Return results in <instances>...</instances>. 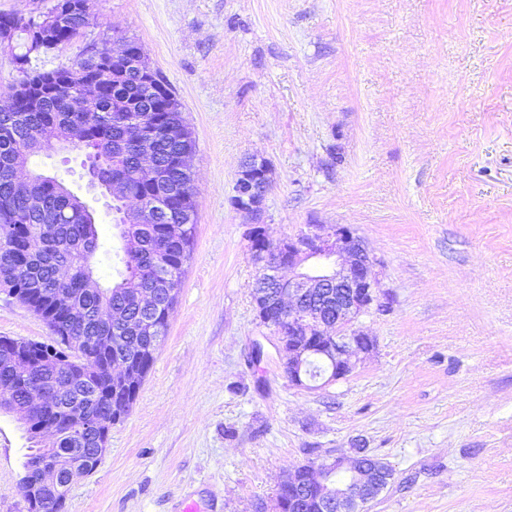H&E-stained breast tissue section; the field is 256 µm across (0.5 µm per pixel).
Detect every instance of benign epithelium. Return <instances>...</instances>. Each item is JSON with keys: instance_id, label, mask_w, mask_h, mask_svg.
Segmentation results:
<instances>
[{"instance_id": "obj_1", "label": "benign epithelium", "mask_w": 512, "mask_h": 512, "mask_svg": "<svg viewBox=\"0 0 512 512\" xmlns=\"http://www.w3.org/2000/svg\"><path fill=\"white\" fill-rule=\"evenodd\" d=\"M89 3L85 0H55L45 10L20 13L25 20H62L74 14L87 15ZM112 65L103 64L96 71V80H104L128 69H134L147 81L157 79L156 69L150 66L140 47L115 39L109 53ZM267 163L254 156L244 160L237 173L233 196L238 210L258 222L271 187ZM122 219L127 224L146 219H159V210L153 205L139 209H125ZM253 261L258 274L268 279L271 290H261L253 300L255 309L262 310L263 326L277 336V353L282 365L288 366V379L298 385H307L310 379L309 363L317 357L331 364L332 371L324 384L346 378L352 373L354 361L375 349V340L355 327L358 318L370 306L386 311L388 304L378 301L376 280L372 267L377 259L365 247L355 231L345 224H308L300 233L270 239L265 230L250 242ZM295 270L293 278L285 280L281 271ZM20 339H0V360L19 362L28 354L22 350ZM68 436L81 443L88 430L82 411L71 406L68 415ZM41 435L53 436L55 445L46 449L49 454L41 463V482L21 484L34 494L40 485L52 487L60 479L71 484L73 479L92 471L106 447L95 449V460L83 458V449L76 446L62 448L56 427H44ZM394 473L390 467L370 464L365 448L356 449V457L342 455L310 461L301 465L280 483L277 494L286 487L292 492L290 501L298 504L308 488L318 489V497L325 500L324 512H367L391 483Z\"/></svg>"}]
</instances>
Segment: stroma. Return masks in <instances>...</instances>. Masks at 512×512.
Returning a JSON list of instances; mask_svg holds the SVG:
<instances>
[{
  "label": "stroma",
  "instance_id": "stroma-1",
  "mask_svg": "<svg viewBox=\"0 0 512 512\" xmlns=\"http://www.w3.org/2000/svg\"><path fill=\"white\" fill-rule=\"evenodd\" d=\"M118 37L182 106L196 232L167 336L66 512H275L288 474L357 446L395 472L370 512H512V0H91L40 65ZM250 156L271 169L269 237L347 224L377 259L389 309L357 322L376 348L317 390L288 379L256 316L254 223L231 201ZM81 159L31 166L94 209L106 286L122 244ZM1 336L50 332L0 292ZM26 446L0 414V512H27Z\"/></svg>",
  "mask_w": 512,
  "mask_h": 512
}]
</instances>
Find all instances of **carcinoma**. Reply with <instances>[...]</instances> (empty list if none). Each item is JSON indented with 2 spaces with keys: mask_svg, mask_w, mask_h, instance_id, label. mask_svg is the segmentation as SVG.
Masks as SVG:
<instances>
[{
  "mask_svg": "<svg viewBox=\"0 0 512 512\" xmlns=\"http://www.w3.org/2000/svg\"><path fill=\"white\" fill-rule=\"evenodd\" d=\"M69 42L79 35L67 23L55 31L32 26L14 30L0 49L10 52L12 62L23 67L25 78L14 84L24 88L40 86L44 90L37 111L0 112V291L14 297L37 315L54 335L44 344L47 357L34 364L0 363V409L9 413L25 412L28 389H55L64 405L72 400L83 405L89 423L110 419L114 412L129 413L136 396L126 395L111 410L108 391L111 377L110 354H101L92 363L75 368V375L64 378L57 371L65 357L85 353V340L96 336L118 338L121 356L147 373L154 359L141 356V347L150 340L138 329L143 316L140 296L146 290L159 294L179 289L185 265L191 258L195 223H185V212L196 210L194 186L187 184L181 157L193 147V141L166 137V128L183 123L182 112L171 100H160L151 87L137 75L127 72L109 84L100 101L101 111L82 112L77 93L83 81L97 70L103 47L73 67L54 69V81L45 82V70L29 61V53L39 39L47 36ZM156 129L143 143L133 141L132 133L140 124ZM60 135L79 133L96 161L98 177L105 184L117 180L126 188L124 200L116 209L155 204L168 211L170 219L159 224H115L122 242L123 270L119 279L104 292L95 293L85 286L84 277L92 271L90 259L99 247V233L92 221L93 211L80 197L71 193L62 181L45 176L38 179L25 196L14 192L12 180L17 167L47 148V129ZM164 166L166 178L149 183L141 175L143 151ZM112 304V320H103L98 310ZM169 308L149 314L155 335L164 340L168 330ZM74 337L71 343L57 340ZM87 371L96 381L97 398L86 397L77 387V376ZM65 411H39L28 414L25 428L29 439L39 436L43 421L63 423ZM46 450L36 448L27 454L23 467L39 480L38 465ZM67 488L28 499V512H40L41 502L55 499L64 509Z\"/></svg>",
  "mask_w": 512,
  "mask_h": 512,
  "instance_id": "carcinoma-1",
  "label": "carcinoma"
}]
</instances>
